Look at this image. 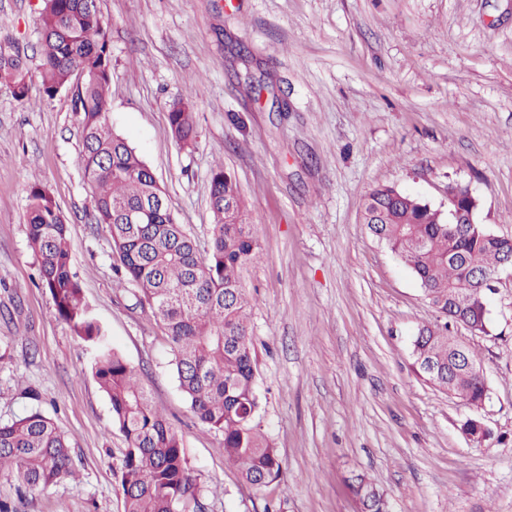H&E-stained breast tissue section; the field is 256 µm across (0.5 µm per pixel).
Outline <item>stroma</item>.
<instances>
[{"instance_id": "stroma-1", "label": "stroma", "mask_w": 512, "mask_h": 512, "mask_svg": "<svg viewBox=\"0 0 512 512\" xmlns=\"http://www.w3.org/2000/svg\"><path fill=\"white\" fill-rule=\"evenodd\" d=\"M112 52L109 122L144 158L178 221L207 249L216 160L238 182L259 259L243 273L260 396L280 479L256 490L193 414L169 339L115 273L91 223L81 115L42 91L41 0H0V43L27 54L29 98L0 85V422L39 409L68 438L79 478L20 512H121L126 446L89 355L39 285L27 204L58 203L85 301L181 437L205 512H357L368 476L393 512H512V269L488 331L450 333L475 355L479 409L422 378L413 356L434 322L416 276L361 221L389 184L440 209L468 184L479 219L512 238V0H98ZM198 83L195 96L187 88ZM190 99L197 138L167 112ZM478 417L492 437L467 439ZM168 126L177 145L190 149L196 140V128L193 112L188 101L174 102L168 111Z\"/></svg>"}]
</instances>
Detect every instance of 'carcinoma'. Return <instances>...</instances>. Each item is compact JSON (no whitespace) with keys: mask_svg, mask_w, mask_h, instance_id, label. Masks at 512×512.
<instances>
[{"mask_svg":"<svg viewBox=\"0 0 512 512\" xmlns=\"http://www.w3.org/2000/svg\"><path fill=\"white\" fill-rule=\"evenodd\" d=\"M41 82L53 96L72 93L82 114V167L93 190L94 221L112 239L116 270L137 290L139 302L164 327L179 388L199 420L224 435V459L244 483L260 489L279 479L277 449L257 423L260 400L244 269L259 257L247 223L245 202L223 161L211 170L209 202L213 233L206 255L168 205L135 216L166 192L152 170L108 121L111 53L107 29L90 0H43L40 13ZM16 99L28 92L27 55L13 44L0 47V82ZM177 145L196 140L193 112L180 100L168 111ZM470 187L448 182V195L469 207ZM363 220L369 233L396 255L420 281L428 305L443 323L425 325L413 340L416 365L426 361L441 373L427 380L477 407L488 395L484 380L457 365L448 316V286L475 271L492 282L512 255V238L497 236L481 222L456 227L448 215L391 185L367 195ZM28 237L41 286L59 318L91 354L99 388L108 397L112 420L125 437L118 464L122 512H201V488L187 466L181 438L141 385L133 367L112 348L104 327L84 301L66 220L54 198L30 186ZM471 332H487L479 316L486 288L473 285ZM76 477L67 437L35 410L0 422V480L19 498ZM359 512H389L386 494L361 475L351 479Z\"/></svg>","mask_w":512,"mask_h":512,"instance_id":"carcinoma-1","label":"carcinoma"}]
</instances>
